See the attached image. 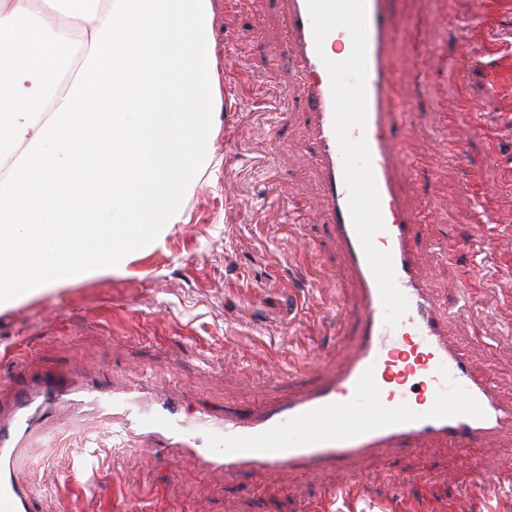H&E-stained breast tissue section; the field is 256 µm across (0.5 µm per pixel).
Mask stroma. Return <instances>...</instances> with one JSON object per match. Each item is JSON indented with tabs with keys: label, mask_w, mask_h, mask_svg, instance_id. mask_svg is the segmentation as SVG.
Here are the masks:
<instances>
[{
	"label": "stroma",
	"mask_w": 512,
	"mask_h": 512,
	"mask_svg": "<svg viewBox=\"0 0 512 512\" xmlns=\"http://www.w3.org/2000/svg\"><path fill=\"white\" fill-rule=\"evenodd\" d=\"M214 55L225 42L245 44L239 71L223 75L214 138L218 163L184 202L183 223L162 246L133 255L124 273L80 282L0 309V374L45 366L94 367L113 385L133 387L149 371L164 374L186 412L215 411L274 398L305 383L332 357L347 327L339 304H352L347 267L320 218L292 224L299 197H316L305 89L283 50L288 0H263L260 10L213 0ZM401 33L392 97L407 109L394 134L421 157L419 174L401 184L405 202L430 205L420 228L433 248L420 270L449 310L448 335L466 348L476 371L496 376L512 401V236L480 256L482 275L470 295L460 292L471 250L446 260L438 243L460 234L475 210L495 227L512 228V0H490L485 14L469 0H391ZM478 51L462 58L461 36ZM443 63L422 64L426 41ZM453 124L461 156L441 138ZM20 463L26 483L70 481L76 496L58 512H116L137 499L153 512H308L336 480H296L289 495L259 471L224 477L203 471L197 458L121 442L110 421L65 418L50 439L33 436ZM512 461V437L479 450L470 464L453 449L374 457L360 467L369 496L337 499L335 512H388L395 493L376 482L384 469L423 472L408 489L415 512H512V487L492 476Z\"/></svg>",
	"instance_id": "1"
}]
</instances>
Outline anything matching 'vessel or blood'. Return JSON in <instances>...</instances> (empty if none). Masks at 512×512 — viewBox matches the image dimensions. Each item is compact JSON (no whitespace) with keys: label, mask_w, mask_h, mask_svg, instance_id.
<instances>
[{"label":"vessel or blood","mask_w":512,"mask_h":512,"mask_svg":"<svg viewBox=\"0 0 512 512\" xmlns=\"http://www.w3.org/2000/svg\"><path fill=\"white\" fill-rule=\"evenodd\" d=\"M286 28L284 47L306 88L321 185L309 206L324 216L356 288V305L345 313L350 334L338 337L335 356L313 382L221 414L186 413L155 376L141 388L47 368L19 386L1 379L0 512H54L66 487L35 489L17 462L29 437L52 436L70 409L110 416L147 447L181 449L228 477L260 470L286 490L295 475L314 480L335 470L329 502L368 494L355 466L379 451L440 443L466 461L512 435V402L449 338L446 311L420 272L425 213L407 207L399 191L416 164L393 134L404 113L390 97L400 63L387 0H289ZM343 30L352 45L349 70L327 49ZM349 97L356 111L346 109ZM470 234L472 245L494 249L488 218Z\"/></svg>","instance_id":"vessel-or-blood-1"}]
</instances>
